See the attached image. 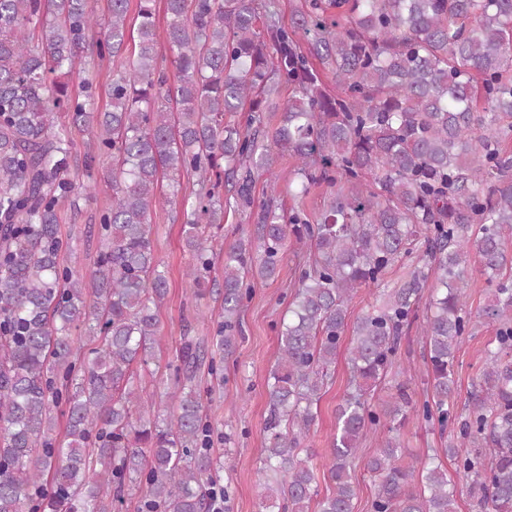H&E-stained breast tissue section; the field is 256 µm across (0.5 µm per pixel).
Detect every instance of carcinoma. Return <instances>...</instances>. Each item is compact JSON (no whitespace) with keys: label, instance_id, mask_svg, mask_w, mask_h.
<instances>
[{"label":"carcinoma","instance_id":"obj_1","mask_svg":"<svg viewBox=\"0 0 512 512\" xmlns=\"http://www.w3.org/2000/svg\"><path fill=\"white\" fill-rule=\"evenodd\" d=\"M130 2L108 0L101 23L93 0H0V512H114L141 485L138 512H210L217 462L197 377L232 347L243 289L275 276L290 235L316 257L267 378L265 512H308L317 495L301 444L349 329L334 489L318 512H353L361 438L372 425L399 429L411 409L402 383L369 409L363 382L391 370L430 263L421 415L456 426L465 450L445 452L480 512H512V0H299L288 24L279 0H164L162 43L156 0ZM87 53L120 63L107 112L93 110V82L68 81ZM73 127L96 141L82 186ZM103 156L112 169L98 181ZM279 157L289 194L322 189L318 215L275 204ZM186 176L197 189L181 199ZM164 181L181 203L195 295L224 251L219 338L208 348L184 337L169 415L132 370L151 358L168 293L150 224ZM259 181L257 241L224 244V215L249 207ZM81 187L111 199L88 275L61 230V206ZM473 272L490 287L482 315L496 328L458 417L448 400L474 330ZM371 286L383 288L379 304L348 325L349 302ZM79 335L96 346L82 352ZM366 467L378 480L371 512H457L448 471L429 456L403 463L394 437Z\"/></svg>","mask_w":512,"mask_h":512}]
</instances>
